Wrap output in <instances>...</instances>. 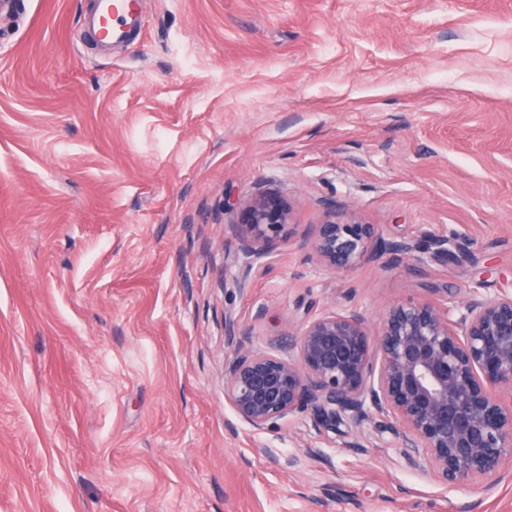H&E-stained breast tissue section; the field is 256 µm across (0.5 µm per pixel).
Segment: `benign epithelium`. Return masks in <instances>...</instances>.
<instances>
[{
  "instance_id": "benign-epithelium-1",
  "label": "benign epithelium",
  "mask_w": 512,
  "mask_h": 512,
  "mask_svg": "<svg viewBox=\"0 0 512 512\" xmlns=\"http://www.w3.org/2000/svg\"><path fill=\"white\" fill-rule=\"evenodd\" d=\"M239 235L240 290L271 254L289 212L271 197L243 204ZM321 265L346 275L389 254L421 260L407 242H387L376 224L349 220L325 206L306 240ZM456 238L438 237L423 252L455 255ZM434 300L407 298L388 306L372 334L356 310H306L288 338L257 350L224 316V400L257 431L298 413L343 447H365L371 427L397 441L414 467L447 485L492 482L512 467V292L458 300L433 288Z\"/></svg>"
}]
</instances>
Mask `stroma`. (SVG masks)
Returning <instances> with one entry per match:
<instances>
[{"instance_id": "stroma-1", "label": "stroma", "mask_w": 512, "mask_h": 512, "mask_svg": "<svg viewBox=\"0 0 512 512\" xmlns=\"http://www.w3.org/2000/svg\"><path fill=\"white\" fill-rule=\"evenodd\" d=\"M92 4L0 13V512H512V473L446 486L224 402L225 313L262 349L301 303L512 290V0H143L109 56ZM259 194L295 232L243 293ZM330 201L459 248L329 273Z\"/></svg>"}]
</instances>
